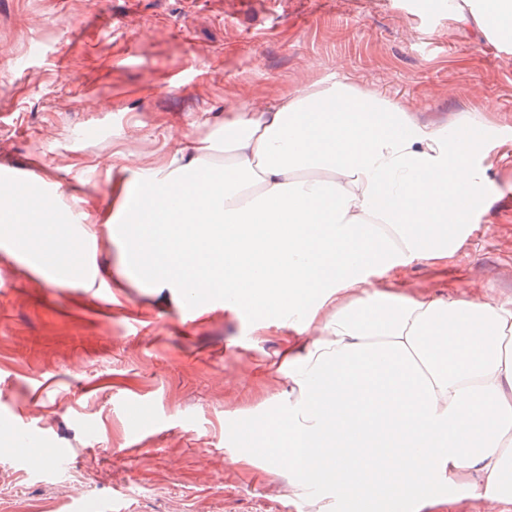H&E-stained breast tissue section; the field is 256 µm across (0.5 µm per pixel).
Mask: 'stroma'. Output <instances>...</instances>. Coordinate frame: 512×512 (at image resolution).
<instances>
[{"label": "stroma", "instance_id": "35a3bbf8", "mask_svg": "<svg viewBox=\"0 0 512 512\" xmlns=\"http://www.w3.org/2000/svg\"><path fill=\"white\" fill-rule=\"evenodd\" d=\"M439 0H0V178L74 211H110L114 151L157 157L193 146L233 109L316 79L379 90L453 121L482 109L486 168L475 246L455 270L512 292V47L450 26ZM95 244L98 278L60 284L0 239V512H304L265 456L234 463L241 413L274 411L283 336H253L203 298L128 278L101 224H68ZM41 457L12 454L17 431Z\"/></svg>", "mask_w": 512, "mask_h": 512}]
</instances>
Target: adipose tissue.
Instances as JSON below:
<instances>
[{"label": "adipose tissue", "instance_id": "ef3b65f1", "mask_svg": "<svg viewBox=\"0 0 512 512\" xmlns=\"http://www.w3.org/2000/svg\"><path fill=\"white\" fill-rule=\"evenodd\" d=\"M453 24L512 45V0H447ZM465 113L455 128L343 81L315 80L228 112L194 150L109 165L114 210L82 211L117 232L130 275L224 296L284 336L288 393L268 418L235 417L286 472L307 512H428L512 504V294L414 287L471 241L484 172ZM209 168L206 184L196 174ZM66 196L31 202L0 182V237L20 257L59 252Z\"/></svg>", "mask_w": 512, "mask_h": 512}]
</instances>
